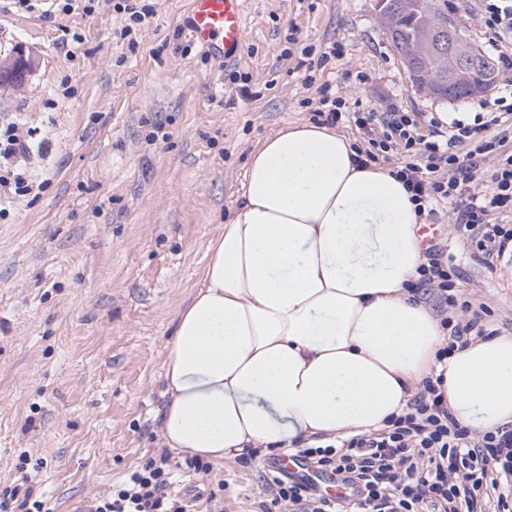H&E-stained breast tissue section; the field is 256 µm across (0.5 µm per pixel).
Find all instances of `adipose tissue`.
Listing matches in <instances>:
<instances>
[{"instance_id": "adipose-tissue-1", "label": "adipose tissue", "mask_w": 512, "mask_h": 512, "mask_svg": "<svg viewBox=\"0 0 512 512\" xmlns=\"http://www.w3.org/2000/svg\"><path fill=\"white\" fill-rule=\"evenodd\" d=\"M355 154L311 122L251 152L166 345L163 447L221 464L369 433L438 375L463 426L512 425V334L437 360L444 332L408 289L425 261L419 213L402 181Z\"/></svg>"}]
</instances>
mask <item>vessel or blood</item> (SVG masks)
<instances>
[{
    "label": "vessel or blood",
    "instance_id": "vessel-or-blood-1",
    "mask_svg": "<svg viewBox=\"0 0 512 512\" xmlns=\"http://www.w3.org/2000/svg\"><path fill=\"white\" fill-rule=\"evenodd\" d=\"M245 0H190L184 31L205 53L228 62L246 41Z\"/></svg>",
    "mask_w": 512,
    "mask_h": 512
}]
</instances>
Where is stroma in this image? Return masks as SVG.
Returning <instances> with one entry per match:
<instances>
[{"mask_svg": "<svg viewBox=\"0 0 512 512\" xmlns=\"http://www.w3.org/2000/svg\"><path fill=\"white\" fill-rule=\"evenodd\" d=\"M144 2L154 14L126 38L110 0L87 15L0 0V58L21 49L33 61L24 83L0 84V125L24 123L44 144L19 162L38 190L0 186V492L20 484L26 454L48 512H88L161 455L165 345L264 138L311 120L324 85L350 105L416 113L422 136L438 113L498 95L414 89L375 0H246L247 40L227 63L182 35L189 0ZM433 6L498 57L482 0ZM296 42L308 57L292 53ZM246 81L254 98L238 94ZM429 221L443 227L466 299L489 309L484 324L511 334L512 271L477 262L449 208ZM268 465L262 455L180 472L174 489L195 512L219 485L224 512H259Z\"/></svg>", "mask_w": 512, "mask_h": 512, "instance_id": "1", "label": "stroma"}]
</instances>
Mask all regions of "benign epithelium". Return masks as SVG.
<instances>
[{
  "mask_svg": "<svg viewBox=\"0 0 512 512\" xmlns=\"http://www.w3.org/2000/svg\"><path fill=\"white\" fill-rule=\"evenodd\" d=\"M406 6L407 0H377V14L386 31L394 28L398 11ZM436 57L448 59V67L438 71L428 67L427 62ZM402 58L414 86L437 98L451 95L459 86L469 96L481 94L483 80L474 78L473 71L490 68V61L478 58L449 23L425 29L402 53ZM29 66L30 58L20 49L17 55L0 62V78L6 82L24 79Z\"/></svg>",
  "mask_w": 512,
  "mask_h": 512,
  "instance_id": "7a95c632",
  "label": "benign epithelium"
}]
</instances>
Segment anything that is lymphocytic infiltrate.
<instances>
[{
    "mask_svg": "<svg viewBox=\"0 0 512 512\" xmlns=\"http://www.w3.org/2000/svg\"><path fill=\"white\" fill-rule=\"evenodd\" d=\"M500 87L508 102L498 112L453 121L430 137L416 135L409 113L390 108L346 115L342 99L322 95L314 123L353 120L363 142L357 161L391 163L417 211L446 205L467 234L474 256L493 265L512 260V151L502 128L512 121V56L503 55ZM31 149L17 124L0 126V183L32 193L33 183L16 171L15 159ZM405 158L393 162L394 153ZM419 286L436 291L449 308L470 310L458 292V274L435 255L418 269ZM301 457L321 472L343 475L355 488L356 512H512V427L472 437L449 412L439 381L425 378L405 410L383 428L335 443L304 445ZM195 473L209 466L191 457L175 466L168 454L147 458L94 512H188L171 491L177 468ZM262 512H341L339 502L317 493L313 484L270 473L260 492Z\"/></svg>",
    "mask_w": 512,
    "mask_h": 512,
    "instance_id": "1",
    "label": "lymphocytic infiltrate"
}]
</instances>
